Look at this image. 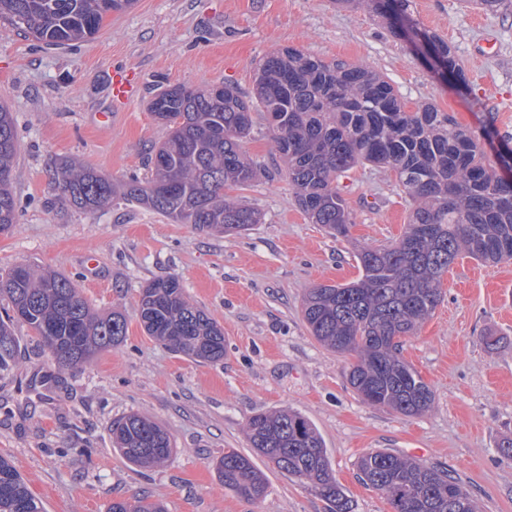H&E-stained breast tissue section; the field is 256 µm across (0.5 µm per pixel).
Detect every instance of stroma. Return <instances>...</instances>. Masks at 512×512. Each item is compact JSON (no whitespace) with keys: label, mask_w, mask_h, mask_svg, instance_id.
Masks as SVG:
<instances>
[{"label":"stroma","mask_w":512,"mask_h":512,"mask_svg":"<svg viewBox=\"0 0 512 512\" xmlns=\"http://www.w3.org/2000/svg\"><path fill=\"white\" fill-rule=\"evenodd\" d=\"M411 11L419 29L448 43L466 84L437 78L396 35L394 18L370 4L137 0L94 39L67 49L0 22V104L15 117L19 145L17 222L0 232V274L18 265L54 270L92 310L122 312L128 324L121 345L75 368L59 367L27 326L15 327L19 354L0 372V456L45 512H107L112 500L143 495L166 512H328L259 456L253 462L269 482L263 500L247 502L220 482L218 459L228 449L252 455L247 422L273 410L314 424L354 512H391L357 477L358 457L377 448L447 469L481 512H512V458L498 450L512 437V262L457 258L442 279V303L405 339L404 359L434 394L419 416L363 403L346 380L349 358L320 345L303 320L309 288L358 279V250L403 234L412 201L392 172L364 164L339 180L354 217L345 238L298 208L258 112L242 148L259 171L242 195L261 221L242 235L203 232L125 202L84 213L53 180V163L64 156L117 183L145 176L148 148L167 134L147 109L156 82H226L248 94L259 63L282 47L370 65L407 108L430 103L453 116L496 164L512 146V11L492 14L465 0H411ZM116 67L130 70L136 85L124 104L112 99ZM89 257L95 267L86 266ZM164 276L178 277L188 300L221 324L222 361H193L144 332L140 291ZM490 334L501 339L497 349L484 343ZM131 411L168 431L173 450L163 465L133 467L114 451L111 423Z\"/></svg>","instance_id":"1"}]
</instances>
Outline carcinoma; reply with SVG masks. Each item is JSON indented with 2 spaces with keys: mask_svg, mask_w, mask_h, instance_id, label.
<instances>
[{
  "mask_svg": "<svg viewBox=\"0 0 512 512\" xmlns=\"http://www.w3.org/2000/svg\"><path fill=\"white\" fill-rule=\"evenodd\" d=\"M410 0H377L414 26ZM135 0H0V20L48 46H66L94 37L106 17ZM435 74L464 79L448 44L425 35ZM149 111L167 128L152 147L149 176L132 177L117 192L108 178L65 159L56 166L58 187L75 208L99 211L117 200L145 206L176 224L201 231L239 234L260 222L257 209L229 194L257 176V166L241 142L253 126L252 114H279L269 125L299 207L313 224L346 237L354 223L336 182L359 164L395 174L414 207L407 231L387 247L357 252L361 269L349 284L309 289L303 317L326 348L353 357L347 381L364 403L407 417L427 412L430 386L400 355L402 343L443 300L442 276L463 253L484 263L512 261V179L486 162L480 144L431 104L412 111L391 83L364 64L326 61L293 48L268 55L249 97L230 84L215 98L207 88L186 94L166 85ZM18 141L12 112L0 105V232L16 223L11 190ZM21 278L0 275V372L15 363L20 342L14 325L31 329L56 363L74 368L92 354L115 348L127 332L119 313L95 316L68 278L19 266ZM138 315L145 332L172 351L197 362L224 358V331L187 299L176 277L156 278L140 292ZM250 448L282 474L323 500L329 512H354L337 482L323 441L312 422L293 411H265L246 426ZM112 442L130 464L154 467L172 451L168 432L132 413L112 422ZM362 482L387 500L392 512H479L471 492L448 471L386 450L357 462ZM224 488L256 502L268 482L251 458L224 452L217 463ZM0 512H44L15 467L0 457ZM107 512H165L146 497L112 502Z\"/></svg>",
  "mask_w": 512,
  "mask_h": 512,
  "instance_id": "cac0c4a2",
  "label": "carcinoma"
}]
</instances>
